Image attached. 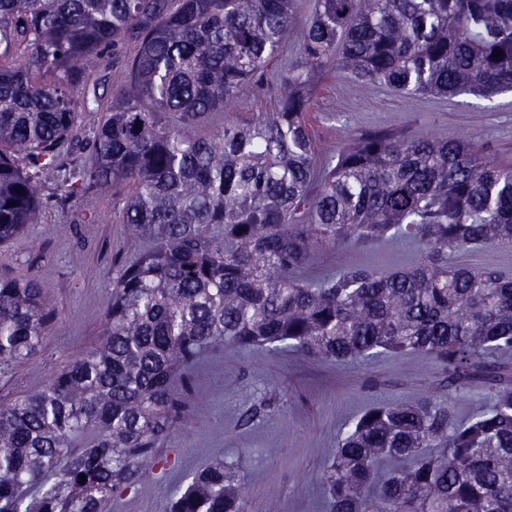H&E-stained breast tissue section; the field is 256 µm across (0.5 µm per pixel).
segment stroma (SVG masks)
<instances>
[{"label":"stroma","instance_id":"stroma-1","mask_svg":"<svg viewBox=\"0 0 512 512\" xmlns=\"http://www.w3.org/2000/svg\"><path fill=\"white\" fill-rule=\"evenodd\" d=\"M312 8L313 0H297L293 33L277 64L240 100L238 110L272 111L280 69L299 62ZM309 121L325 150L354 134L397 129L414 137L473 142L489 158L512 163V92L490 103L470 95L407 97L385 86L367 94L356 80L332 71L313 89ZM63 194L59 178L41 182L40 223L0 245V276H35L56 310L51 333L36 354L0 374V393L8 397L46 387L99 340L115 274L112 262H132L141 250L122 222L121 197L88 194L67 201ZM420 258L419 247L405 242L340 246L320 255L305 275L350 268L394 272ZM192 388L207 411L185 417L163 443L172 467L147 468L134 488L113 495L112 512H164L192 475L219 456L235 463L250 486L246 512H265L271 500L281 512H326L322 470L368 409L428 398L446 403L464 420L491 403L482 377L448 387L436 360L416 353L336 363L228 345L194 369Z\"/></svg>","mask_w":512,"mask_h":512}]
</instances>
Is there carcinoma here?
<instances>
[{
    "mask_svg": "<svg viewBox=\"0 0 512 512\" xmlns=\"http://www.w3.org/2000/svg\"><path fill=\"white\" fill-rule=\"evenodd\" d=\"M294 2L0 0V244L40 223V178L62 169L70 199L125 192L123 223L147 242L112 281L100 341L44 389L0 400V512H111L146 463H170L159 447L204 412L187 369L227 343L336 362L420 352L450 387L482 373L491 405L469 421L432 399L365 412L321 477L327 512H512V388L495 366L512 352V279L448 263L512 249V166L397 131L327 151L308 122L329 70L406 96L512 91V0H315L273 111H234L288 43ZM100 71L106 103L89 94ZM90 95L101 119L87 136ZM379 240L421 259L299 277L326 250ZM53 319L35 278L0 277V370ZM245 501L216 460L165 512Z\"/></svg>",
    "mask_w": 512,
    "mask_h": 512,
    "instance_id": "1",
    "label": "carcinoma"
}]
</instances>
